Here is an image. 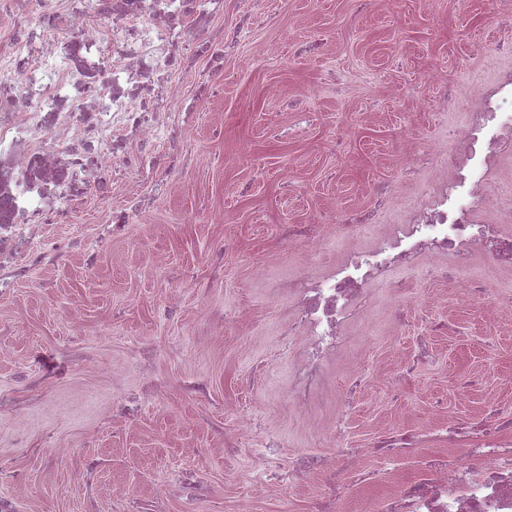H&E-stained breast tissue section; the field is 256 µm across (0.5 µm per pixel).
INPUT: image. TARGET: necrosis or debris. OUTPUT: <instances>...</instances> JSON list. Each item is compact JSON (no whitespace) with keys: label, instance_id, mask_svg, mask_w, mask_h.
<instances>
[{"label":"necrosis or debris","instance_id":"obj_1","mask_svg":"<svg viewBox=\"0 0 512 512\" xmlns=\"http://www.w3.org/2000/svg\"><path fill=\"white\" fill-rule=\"evenodd\" d=\"M234 0H0L8 19V48L0 51V300L41 267L81 248L77 234L56 227L91 193L122 194L128 208L106 211L100 225L112 238L147 221L139 187L145 177L168 182L181 130L172 116L185 99L181 84L211 41V16ZM92 15V25L77 18ZM422 82L443 89L445 110L463 113L452 138L420 144L393 158L397 172L422 169L426 192L406 205L399 221L373 244L349 252L329 271L301 268L286 284L291 314L284 342L297 355L288 400L308 411L326 383V371L347 343L348 329L364 321L375 293L399 301L406 275L428 263L453 278L456 300L484 302L460 277L476 258L512 265V188L502 164L512 161V67L497 69L480 87L449 90L443 67ZM316 229L290 225L289 240L304 252L320 250L362 220L333 211ZM433 423L391 428L370 448L346 454L354 484H390L371 512H512V415L475 424L433 405ZM427 442L438 454L426 479L389 483L384 472L361 467L370 455L391 460ZM255 449V480L287 503L297 473L319 488L312 512H340L345 495L335 461L306 455L271 467Z\"/></svg>","mask_w":512,"mask_h":512}]
</instances>
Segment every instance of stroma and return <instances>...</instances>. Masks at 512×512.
<instances>
[{"instance_id": "stroma-1", "label": "stroma", "mask_w": 512, "mask_h": 512, "mask_svg": "<svg viewBox=\"0 0 512 512\" xmlns=\"http://www.w3.org/2000/svg\"><path fill=\"white\" fill-rule=\"evenodd\" d=\"M497 0H238L213 18L210 57L188 76L223 93L182 128L193 164H177L169 189L152 196L148 221L40 270L0 302V391L15 410L0 413V500L16 512H113L161 500L164 512H220L246 499L254 512L280 505L254 482L250 451L276 440L283 459L318 447L315 433L287 397L292 356L277 345L288 319L282 283L301 267L283 223L310 224L325 209L368 211L377 227L396 223L403 205L426 188L387 161L398 143L415 146L450 134L458 117L442 109L440 90H420L422 71L441 65L449 82L480 85L499 55ZM290 30L293 41L281 39ZM240 31L234 47L223 31ZM257 65L238 71V54ZM339 78L302 106L308 85ZM387 186L379 202L375 186ZM223 222H214V215ZM226 241L224 285H210L217 241ZM275 254L264 280L254 268ZM164 256L165 269L154 267ZM189 272L181 284L178 274ZM400 308L381 298L363 344L337 359L344 390L366 365L351 409L322 410L345 447L366 448L387 429L421 426L434 403L472 422L512 412V329L492 307L459 305L449 283L425 268L409 272ZM232 310L247 327H225L208 342L205 307ZM449 328L435 331V324ZM74 343L84 357L46 378L58 349ZM208 378L195 400L185 380ZM253 416L256 428L244 426ZM223 426L224 438L209 432ZM232 452H225V445ZM167 498H160V491Z\"/></svg>"}]
</instances>
